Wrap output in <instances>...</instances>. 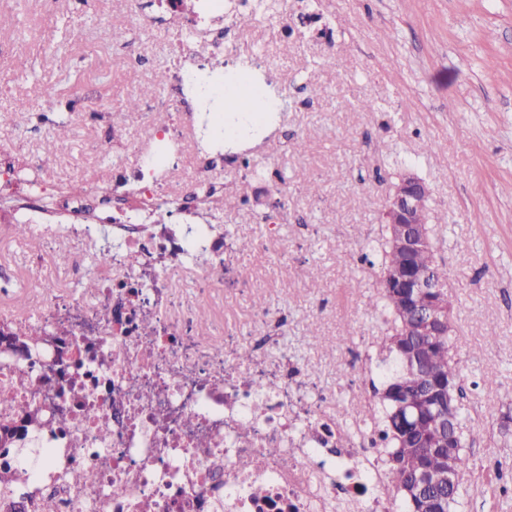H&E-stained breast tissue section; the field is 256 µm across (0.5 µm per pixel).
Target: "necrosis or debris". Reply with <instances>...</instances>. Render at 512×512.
I'll list each match as a JSON object with an SVG mask.
<instances>
[{
  "label": "necrosis or debris",
  "mask_w": 512,
  "mask_h": 512,
  "mask_svg": "<svg viewBox=\"0 0 512 512\" xmlns=\"http://www.w3.org/2000/svg\"><path fill=\"white\" fill-rule=\"evenodd\" d=\"M168 34L189 51L220 53L235 42L224 26L202 27L200 16L176 17ZM192 137L186 123L163 137L131 139L129 147L152 171ZM12 154L0 147L9 214L38 220L46 246L71 256L67 284L52 288L37 276L39 261L31 262L27 310L2 306L20 280L0 263V328L54 339L36 363L0 352V398L11 400L15 416L66 420L30 431L31 455L0 448V467L30 472L14 491L21 512H38L46 498L57 512H396L382 491L374 428L337 440L327 395L280 352L269 310L249 327L218 323L211 335L198 334L195 306L214 286L211 269L221 268L228 284L239 277L214 225L180 235L166 224L147 230L119 219L166 198L193 214L202 193L217 197L220 187L197 181L175 191L161 182L127 198L110 190L111 172L82 195H50L19 175ZM107 233L117 250L111 266L100 268L92 254ZM204 242L210 250L192 264L193 293L177 294L171 269ZM91 275L98 288L87 294L78 284ZM246 338L261 353L245 366L234 354ZM117 344L124 349L118 360L110 352ZM269 380L275 390L260 393ZM266 448L277 454L263 469H242Z\"/></svg>",
  "instance_id": "4bbe7bcc"
}]
</instances>
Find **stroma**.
<instances>
[{
    "label": "stroma",
    "mask_w": 512,
    "mask_h": 512,
    "mask_svg": "<svg viewBox=\"0 0 512 512\" xmlns=\"http://www.w3.org/2000/svg\"><path fill=\"white\" fill-rule=\"evenodd\" d=\"M25 39L0 57L12 73L0 82V144L39 155L58 121L69 123L70 149L46 159L44 177L60 189H85L98 172L133 173L137 154L124 139L100 142L72 120L73 105L93 82L100 108L129 135L139 115L129 99L153 95L160 73L221 65L248 75L275 108L261 129L224 144V168L212 176L234 200L205 210L228 240L250 241L235 263L247 284L224 287L197 309L200 331L213 320L247 324L254 310L285 317L281 348L334 392L336 415L349 419L362 401L360 375L347 361L365 353L378 371L386 316L373 306L379 265L369 255L381 234V213L399 175L415 171L430 192V222L448 268L453 308L450 355L460 369L467 428L477 431L466 453L460 512H512V0H290L282 16L238 29L237 50L182 61L162 27L144 40L146 72L119 69L114 55L136 23L124 0H60L39 15L36 0H8ZM111 21L113 38L97 33ZM61 101L45 125L30 127L22 102ZM371 100L372 111L359 108ZM278 169V192L252 178L241 160ZM320 192L312 196L309 184ZM287 208H280V200ZM286 240L293 261L277 262L265 242ZM317 268L318 280L308 276ZM497 325L488 338V322Z\"/></svg>",
    "instance_id": "stroma-1"
}]
</instances>
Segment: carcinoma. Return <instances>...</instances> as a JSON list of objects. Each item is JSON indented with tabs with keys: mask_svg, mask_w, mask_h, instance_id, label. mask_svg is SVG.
<instances>
[{
	"mask_svg": "<svg viewBox=\"0 0 512 512\" xmlns=\"http://www.w3.org/2000/svg\"><path fill=\"white\" fill-rule=\"evenodd\" d=\"M415 220L428 232L430 245L399 248L393 243L392 227L385 225L378 260L380 300L392 323L383 341L388 368L381 399L361 413L381 432L384 478L403 500L401 512H455L459 487L438 485L441 476L451 473L458 479L469 468L458 369L449 357L451 324L424 332L415 329L423 315L448 305V269L437 257L428 204L419 207ZM418 275L430 287L415 288L405 280ZM9 338L24 347L29 360L38 357L45 344L44 337L22 328L10 330ZM28 479L26 469L0 475V512H15L9 489Z\"/></svg>",
	"mask_w": 512,
	"mask_h": 512,
	"instance_id": "obj_1",
	"label": "carcinoma"
}]
</instances>
